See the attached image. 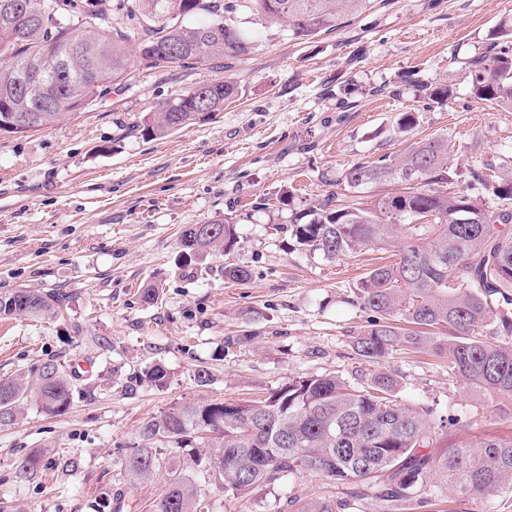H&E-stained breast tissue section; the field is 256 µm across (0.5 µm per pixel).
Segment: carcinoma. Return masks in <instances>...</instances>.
I'll return each instance as SVG.
<instances>
[{"label":"carcinoma","mask_w":512,"mask_h":512,"mask_svg":"<svg viewBox=\"0 0 512 512\" xmlns=\"http://www.w3.org/2000/svg\"><path fill=\"white\" fill-rule=\"evenodd\" d=\"M375 0H250L258 14L284 22L298 40L334 31ZM232 6L224 0H0V123L9 116L33 118L24 135L83 113L126 85L131 56L157 69L191 67L226 56L250 54L245 33L224 23ZM479 102L512 109V24L497 27L486 51L464 61ZM405 81L428 100L444 105L448 86ZM238 94L237 84L214 80L178 93L134 127L162 139L194 123L213 120ZM448 139L413 142L401 153L375 161H353L342 173L344 192L315 207L316 218L296 223L292 236L301 250L336 258L364 248L390 245L396 259L370 269L356 284L364 308L377 318L355 341V352L380 365L399 351L419 350L448 358L451 374L470 386L512 397V322L491 341V305L512 300V209L489 207L464 191L449 190ZM477 181L497 199H512V168L482 174ZM367 185H393L374 198ZM474 217L461 224L458 217ZM187 263L205 265L237 244L232 218L186 224L179 236ZM224 278L251 279L248 267L224 263ZM162 287L147 282L141 302L157 303ZM67 308L66 295L28 288L0 291V318L44 320ZM163 388L170 372L155 363L142 373ZM399 381L377 371L356 386L334 374L298 377L259 401L195 402L172 406L145 421L139 443L124 463L126 480L165 476L154 512H210L209 489L246 498L315 471L350 486L346 498L292 493L293 512H349L368 495L376 512H412L429 503L424 476L461 497H489L512 481V437L482 439L468 448L434 450L435 427L398 397ZM72 383L54 361L35 371L0 379V427L21 420L36 404L49 415L71 404ZM200 438L204 451L193 460L194 475L167 466L157 442L182 447ZM43 467L31 454L18 464L23 477Z\"/></svg>","instance_id":"1"}]
</instances>
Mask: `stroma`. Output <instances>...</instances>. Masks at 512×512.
<instances>
[{"instance_id": "stroma-1", "label": "stroma", "mask_w": 512, "mask_h": 512, "mask_svg": "<svg viewBox=\"0 0 512 512\" xmlns=\"http://www.w3.org/2000/svg\"><path fill=\"white\" fill-rule=\"evenodd\" d=\"M224 19L250 37L249 55L192 68L135 61L102 106L23 137L0 135V291L69 296L61 317L0 320V378L54 360L73 384L65 414L33 405L0 428V512H98L117 491L133 512H152L164 477L132 486L122 467L152 416L176 404L253 400L295 377H370L375 367L354 341L373 314L354 284L390 260L389 247L330 260L289 247L292 224L311 219L349 163L445 137L454 145L451 189L497 203L475 177L488 162L512 165V110L476 103L463 61L512 19V0H376L308 42L239 2ZM411 70L448 84L449 104L402 82ZM213 80L240 86L215 120L157 140L135 130L168 98ZM406 112L415 122L403 135ZM221 214L236 222L237 248L205 272L183 265L182 226ZM228 260L248 266L251 280L225 281ZM149 280L163 285L152 306L137 295ZM155 362L171 374L166 388L137 376ZM384 368L403 399L451 419L438 448L512 436V398L471 388L447 359L402 351ZM200 370L208 382H197ZM33 452L44 466L21 477L17 465ZM210 504L288 512L280 489L231 502L214 486ZM426 512H512V483L484 501L440 496Z\"/></svg>"}]
</instances>
